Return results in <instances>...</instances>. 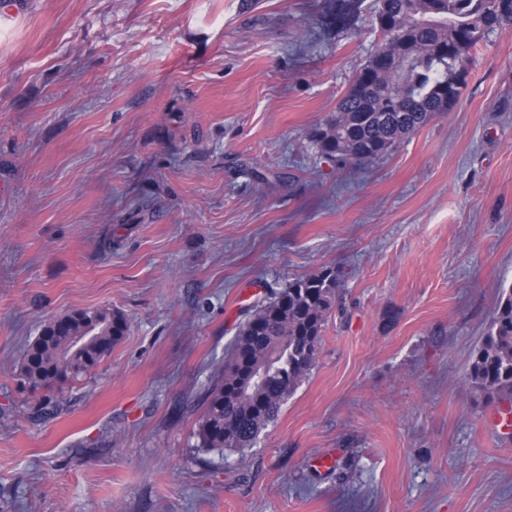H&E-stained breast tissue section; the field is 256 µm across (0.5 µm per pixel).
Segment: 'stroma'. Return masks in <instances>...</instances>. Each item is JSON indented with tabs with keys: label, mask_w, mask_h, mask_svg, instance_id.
Returning a JSON list of instances; mask_svg holds the SVG:
<instances>
[{
	"label": "stroma",
	"mask_w": 512,
	"mask_h": 512,
	"mask_svg": "<svg viewBox=\"0 0 512 512\" xmlns=\"http://www.w3.org/2000/svg\"><path fill=\"white\" fill-rule=\"evenodd\" d=\"M0 18V512H512L470 364L512 285V34L366 166L313 132L378 43L332 0H28ZM277 175L261 185L254 172ZM336 269L314 368L245 453L197 448L251 306ZM125 335L34 391L43 324ZM364 0H336L325 13L326 23L337 32L357 34V20Z\"/></svg>",
	"instance_id": "35a3bbf8"
}]
</instances>
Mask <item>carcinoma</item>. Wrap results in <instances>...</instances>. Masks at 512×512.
<instances>
[{"label":"carcinoma","instance_id":"obj_1","mask_svg":"<svg viewBox=\"0 0 512 512\" xmlns=\"http://www.w3.org/2000/svg\"><path fill=\"white\" fill-rule=\"evenodd\" d=\"M364 0H336L325 13L337 32L356 33ZM497 0H377L391 26L378 30L390 58L381 68L373 52L354 77L366 79L339 100L336 115L314 133L320 152L365 165L387 154L439 112L442 91L499 31L490 21ZM338 273L298 277L268 303H259L239 329L229 355L203 399L196 447L239 453L253 447L289 395L316 363L323 328L336 306ZM42 326L28 346L19 375L36 391L78 380L95 369L126 331L110 308L76 310ZM469 377L485 396L512 398V286L502 289Z\"/></svg>","mask_w":512,"mask_h":512}]
</instances>
